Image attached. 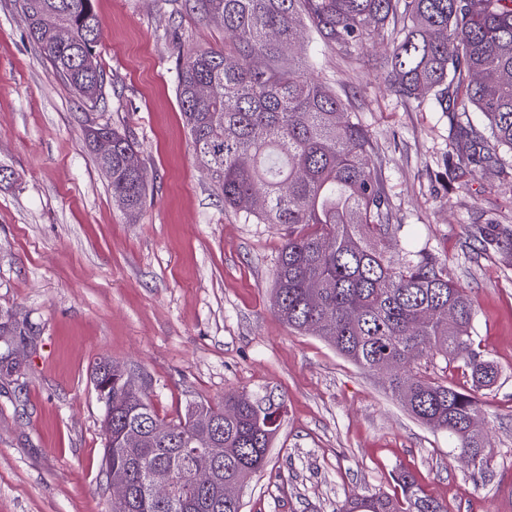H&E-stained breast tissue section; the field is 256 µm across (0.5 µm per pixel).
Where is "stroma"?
<instances>
[{"label":"stroma","instance_id":"stroma-1","mask_svg":"<svg viewBox=\"0 0 512 512\" xmlns=\"http://www.w3.org/2000/svg\"><path fill=\"white\" fill-rule=\"evenodd\" d=\"M103 98L83 101L27 36L15 0H0V310L38 336L22 376H0V512H109L101 467L104 405L92 370L108 357L148 383L171 421L187 402L246 392L272 406L277 432L263 472L240 488L243 512H339L347 499L400 497V469L448 512H512V171L453 151L448 117L396 97L384 78L392 43L355 59L325 48L319 77L370 132L395 249L445 260L475 308L474 346L499 376L479 394L494 457L461 464L447 433L415 420L381 376L275 314V269L287 234L226 209L197 162L176 97L179 50L220 48L222 27L185 0H96ZM110 122L135 137L148 195L129 217L83 143Z\"/></svg>","mask_w":512,"mask_h":512}]
</instances>
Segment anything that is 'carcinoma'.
Wrapping results in <instances>:
<instances>
[{"label":"carcinoma","instance_id":"1","mask_svg":"<svg viewBox=\"0 0 512 512\" xmlns=\"http://www.w3.org/2000/svg\"><path fill=\"white\" fill-rule=\"evenodd\" d=\"M28 38L53 71L85 101L102 99L96 59L100 20L95 0H18ZM190 11L224 28V48L180 54L176 91L196 160L224 207L256 224H283L288 237L275 271L273 309L289 328L327 340L368 373L387 360L401 370L386 390L421 424L448 433L483 471L492 459L487 435L468 430L479 416L475 392L494 385V361L474 347L473 302L448 276L447 265L423 251L395 260L389 248L400 225L367 159L368 130L331 85L314 77L319 51L336 47L351 58L369 39L391 37L386 79L395 96L448 111V92L481 112L493 144L471 160L502 168L512 160V0H188ZM69 38L61 42L57 31ZM112 136V150L98 140ZM84 144L109 180L112 198L139 212L147 183L132 163L134 139L108 124L88 129ZM455 312L448 319V310ZM33 327L0 310V374L25 367L10 357L14 337ZM470 371L471 388L448 383V364ZM93 376L108 383L104 402L106 475L122 472L129 498L111 512H242L221 484H243L266 466L275 433L271 408L244 393L214 407L194 401L165 423L150 405L145 382L103 357ZM220 421L216 448L222 469L196 473L184 455L210 436L193 419ZM172 472L168 492H151L157 468ZM402 500L382 492L352 499L345 512H447L414 477H396Z\"/></svg>","mask_w":512,"mask_h":512}]
</instances>
